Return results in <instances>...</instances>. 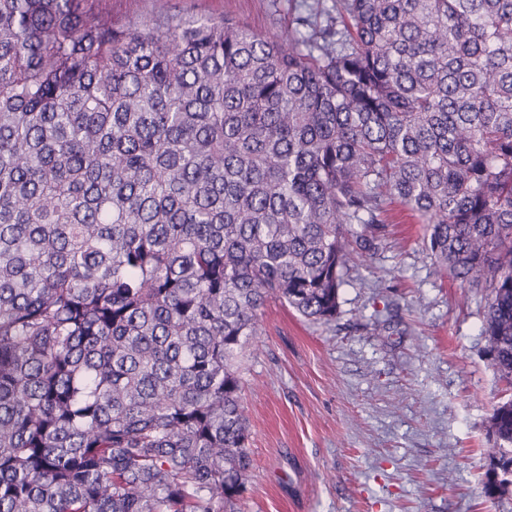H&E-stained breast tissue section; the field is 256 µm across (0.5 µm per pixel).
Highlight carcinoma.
Masks as SVG:
<instances>
[{
    "label": "carcinoma",
    "mask_w": 512,
    "mask_h": 512,
    "mask_svg": "<svg viewBox=\"0 0 512 512\" xmlns=\"http://www.w3.org/2000/svg\"><path fill=\"white\" fill-rule=\"evenodd\" d=\"M291 2L0 0V512H239L263 308L335 321L394 203L512 382V0ZM112 19H153L169 14L226 16L272 36L288 35V0H96Z\"/></svg>",
    "instance_id": "cac0c4a2"
}]
</instances>
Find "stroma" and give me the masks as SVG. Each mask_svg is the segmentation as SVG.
I'll use <instances>...</instances> for the list:
<instances>
[{
	"mask_svg": "<svg viewBox=\"0 0 512 512\" xmlns=\"http://www.w3.org/2000/svg\"><path fill=\"white\" fill-rule=\"evenodd\" d=\"M114 20L226 16L288 34V0H96ZM396 208L331 324L267 305L241 392L253 466L242 512H512L488 495L495 405L512 398L481 334L485 299L436 273Z\"/></svg>",
	"mask_w": 512,
	"mask_h": 512,
	"instance_id": "stroma-1",
	"label": "stroma"
}]
</instances>
